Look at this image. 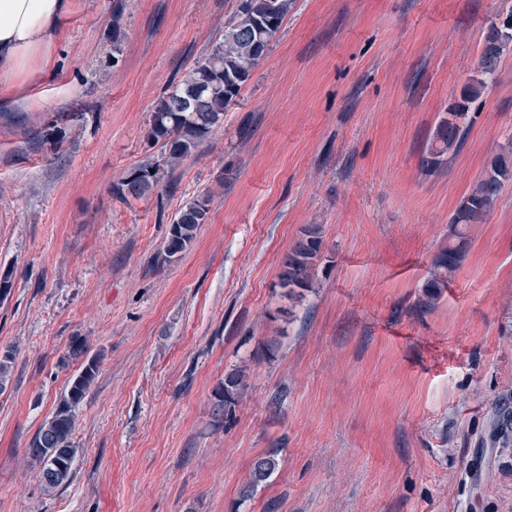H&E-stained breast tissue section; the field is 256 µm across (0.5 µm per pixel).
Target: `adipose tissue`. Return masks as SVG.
<instances>
[{
  "mask_svg": "<svg viewBox=\"0 0 512 512\" xmlns=\"http://www.w3.org/2000/svg\"><path fill=\"white\" fill-rule=\"evenodd\" d=\"M68 0H0V95L47 69Z\"/></svg>",
  "mask_w": 512,
  "mask_h": 512,
  "instance_id": "1",
  "label": "adipose tissue"
}]
</instances>
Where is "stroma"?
Wrapping results in <instances>:
<instances>
[{
  "label": "stroma",
  "instance_id": "35a3bbf8",
  "mask_svg": "<svg viewBox=\"0 0 512 512\" xmlns=\"http://www.w3.org/2000/svg\"><path fill=\"white\" fill-rule=\"evenodd\" d=\"M240 0H72L51 73L0 95V512H512V180L434 304L449 218L512 143V43L461 149L424 159L512 0H292L178 188H112L159 155L165 89ZM194 241L166 258L186 202ZM322 229L311 284L279 273ZM86 353L69 355L74 338ZM75 475L29 458L87 360ZM246 387L216 422L214 392ZM280 467L251 498L253 462ZM208 199L200 197L186 203L174 218L165 241V252L169 258L182 253L192 243L200 224L208 219Z\"/></svg>",
  "mask_w": 512,
  "mask_h": 512
}]
</instances>
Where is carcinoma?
<instances>
[{
	"instance_id": "obj_1",
	"label": "carcinoma",
	"mask_w": 512,
	"mask_h": 512,
	"mask_svg": "<svg viewBox=\"0 0 512 512\" xmlns=\"http://www.w3.org/2000/svg\"><path fill=\"white\" fill-rule=\"evenodd\" d=\"M290 7L291 0H242L236 15L224 22V34L210 53L196 61L181 80L171 84L157 102L151 114L148 137L161 144L160 159L146 163L117 184L115 190L120 197H142L168 182L175 166L224 123V112L236 102L263 52L279 32ZM511 41L512 21L489 26L481 49L479 77L463 88L462 102L439 124L425 159L427 166L436 169L444 163L447 154L457 151L465 134L462 120L466 119L468 104L478 99L494 78L504 47ZM510 179L512 156L505 151L494 157L484 177L451 217L453 239L435 257L433 271L424 284L430 300L440 297L448 278L459 267L466 250L468 226L491 207ZM207 219V198L186 203L170 226L165 241L167 256L173 258L183 252L194 240L199 225ZM321 245L320 227L313 225L288 253L280 274V285L288 289V293L309 287ZM96 371L97 363L91 360L70 379L55 412L31 442L32 466L39 469L41 481L48 489L64 487L72 480L77 453L73 441L75 408L88 392ZM243 387L242 374L234 372L216 388L213 413L217 420L232 415ZM278 469L279 460L275 455L257 458L242 497L251 496Z\"/></svg>"
}]
</instances>
